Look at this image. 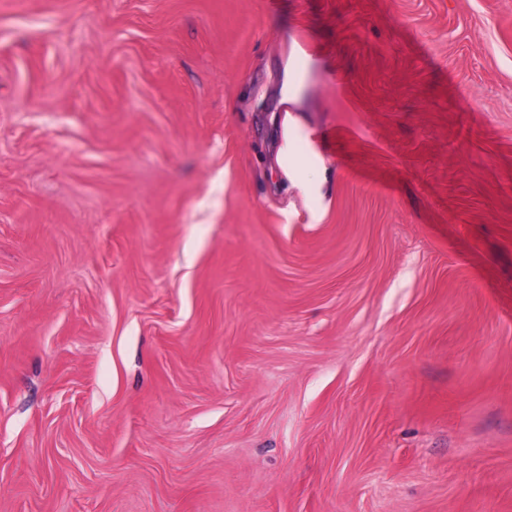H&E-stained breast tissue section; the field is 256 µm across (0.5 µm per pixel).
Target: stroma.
I'll list each match as a JSON object with an SVG mask.
<instances>
[{"label": "stroma", "mask_w": 512, "mask_h": 512, "mask_svg": "<svg viewBox=\"0 0 512 512\" xmlns=\"http://www.w3.org/2000/svg\"><path fill=\"white\" fill-rule=\"evenodd\" d=\"M0 512H512V0H0Z\"/></svg>", "instance_id": "obj_1"}]
</instances>
